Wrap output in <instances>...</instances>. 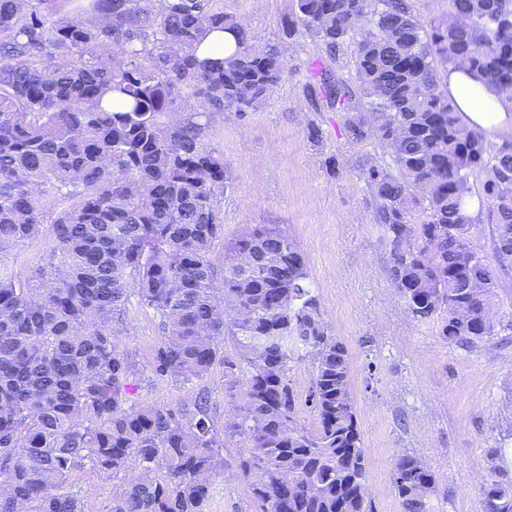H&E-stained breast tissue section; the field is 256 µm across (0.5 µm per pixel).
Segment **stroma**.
I'll return each mask as SVG.
<instances>
[{
	"label": "stroma",
	"instance_id": "35a3bbf8",
	"mask_svg": "<svg viewBox=\"0 0 512 512\" xmlns=\"http://www.w3.org/2000/svg\"><path fill=\"white\" fill-rule=\"evenodd\" d=\"M214 5L234 15L253 44L276 48L282 61L279 83L255 107L209 118L203 141L223 155L231 177L220 198L225 240L257 224H276L304 255L322 317L350 355L372 512H403L393 474L404 454L434 473L430 512H488L481 484L501 475L512 481V264L495 257V212L482 193L486 171L469 179L480 213L468 242L497 284L493 332L460 345L440 336L439 320L416 321L389 277L391 247L376 222L365 173L373 166L394 169L395 162L380 138L356 141L345 129L348 115L369 114L367 99L355 97L343 113L312 92L322 69L351 81L356 42L331 58L318 38L289 32L296 0ZM313 126L315 140L308 136ZM158 323L153 310H138L122 338L136 363L134 402L176 408L203 389L214 428L223 431L240 388L230 386L223 364L188 384L157 380L151 362L163 340ZM288 377L298 422L315 429L305 402L312 360L303 350H295ZM243 451L242 441L225 440L224 469L204 512H257L238 467ZM68 486L83 498L86 512H108L116 491L106 474L88 466L73 470Z\"/></svg>",
	"mask_w": 512,
	"mask_h": 512
}]
</instances>
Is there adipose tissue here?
<instances>
[{
    "instance_id": "ef3b65f1",
    "label": "adipose tissue",
    "mask_w": 512,
    "mask_h": 512,
    "mask_svg": "<svg viewBox=\"0 0 512 512\" xmlns=\"http://www.w3.org/2000/svg\"><path fill=\"white\" fill-rule=\"evenodd\" d=\"M445 85L468 129L489 134L512 127V91L492 86L462 66L449 67Z\"/></svg>"
}]
</instances>
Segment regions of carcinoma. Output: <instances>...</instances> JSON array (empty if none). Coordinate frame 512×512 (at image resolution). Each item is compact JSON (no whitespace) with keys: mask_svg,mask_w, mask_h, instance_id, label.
Segmentation results:
<instances>
[{"mask_svg":"<svg viewBox=\"0 0 512 512\" xmlns=\"http://www.w3.org/2000/svg\"><path fill=\"white\" fill-rule=\"evenodd\" d=\"M0 0V253L46 237L32 276L0 264V512H85L67 488L86 464L112 478L109 512H203L224 468L208 395L190 406H138L136 364L121 341L149 308L162 345L152 372L188 383L224 361L231 337L246 365L242 406L224 436L243 440L241 473L260 512H370L368 460L351 393L350 357L328 332L306 260L277 225L225 242L219 266L223 155L202 139L213 112H245L282 64L212 0ZM296 23L336 57L357 39V88L318 72L330 105L359 91L370 117L358 140L386 142L396 172L365 181L392 250L390 277L418 321L469 344L493 332L497 288L468 246L469 178L493 201L496 257L512 262V141L492 153L459 120L435 64L464 65L512 89V0H448L463 24L425 28L406 0H296ZM214 30L236 36L225 60L192 48ZM199 110L173 119L175 97ZM419 210V221L412 211ZM313 362L310 431L295 417L292 344ZM433 472L404 454L394 486L404 512H430ZM489 512H512V481L481 488Z\"/></svg>","mask_w":512,"mask_h":512,"instance_id":"cac0c4a2","label":"carcinoma"}]
</instances>
